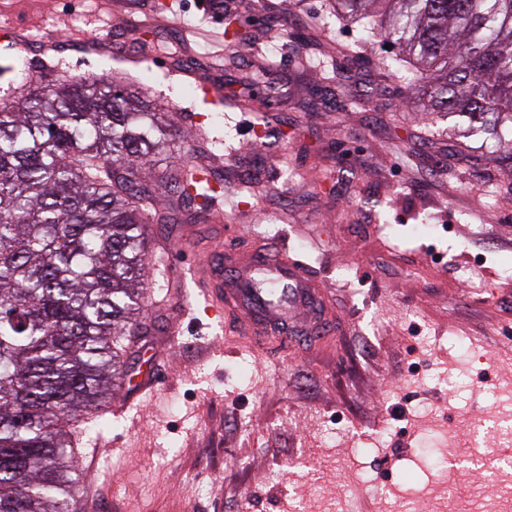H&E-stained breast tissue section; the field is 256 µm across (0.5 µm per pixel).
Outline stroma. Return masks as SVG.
<instances>
[{
  "instance_id": "35a3bbf8",
  "label": "stroma",
  "mask_w": 512,
  "mask_h": 512,
  "mask_svg": "<svg viewBox=\"0 0 512 512\" xmlns=\"http://www.w3.org/2000/svg\"><path fill=\"white\" fill-rule=\"evenodd\" d=\"M171 2L175 26L156 21L158 0H0V91L48 64L125 77L169 104L179 153L205 137L201 163L224 174V223L242 243L291 239L333 291L336 331L311 351L240 342L196 300L205 224L153 227L145 315L160 329L144 343L162 379L154 394L114 395L109 426L81 437L86 493L113 485L112 512H350L360 487L366 512H512V471L486 478L469 439L512 423V338L495 300L512 284V175L488 162L491 142L424 112L359 25L323 26L325 0H265L273 30L233 63L188 32L250 15L253 0ZM340 69L354 80L335 111L273 92Z\"/></svg>"
}]
</instances>
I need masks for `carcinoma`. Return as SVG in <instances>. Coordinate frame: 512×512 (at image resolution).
<instances>
[{
  "label": "carcinoma",
  "instance_id": "carcinoma-1",
  "mask_svg": "<svg viewBox=\"0 0 512 512\" xmlns=\"http://www.w3.org/2000/svg\"><path fill=\"white\" fill-rule=\"evenodd\" d=\"M330 15L415 64L427 111L512 166V0H329ZM227 53L253 45L224 14ZM326 78L322 104L346 87ZM0 107V512H69L82 425L107 423L141 315L151 227L203 220L220 180L173 156L169 119L120 81L31 75ZM168 195L158 205L157 190Z\"/></svg>",
  "mask_w": 512,
  "mask_h": 512
}]
</instances>
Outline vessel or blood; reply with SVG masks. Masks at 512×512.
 Here are the masks:
<instances>
[{
	"instance_id": "b4317fda",
	"label": "vessel or blood",
	"mask_w": 512,
	"mask_h": 512,
	"mask_svg": "<svg viewBox=\"0 0 512 512\" xmlns=\"http://www.w3.org/2000/svg\"><path fill=\"white\" fill-rule=\"evenodd\" d=\"M205 280L216 311L252 344H315L334 324L326 283L289 258L285 242L215 250Z\"/></svg>"
}]
</instances>
